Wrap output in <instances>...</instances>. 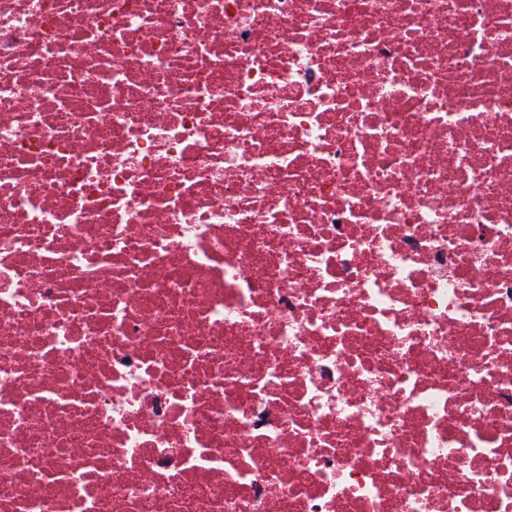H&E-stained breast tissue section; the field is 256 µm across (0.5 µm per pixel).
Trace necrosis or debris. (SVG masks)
<instances>
[{
	"instance_id": "4bbe7bcc",
	"label": "necrosis or debris",
	"mask_w": 512,
	"mask_h": 512,
	"mask_svg": "<svg viewBox=\"0 0 512 512\" xmlns=\"http://www.w3.org/2000/svg\"><path fill=\"white\" fill-rule=\"evenodd\" d=\"M0 512H512V0H0Z\"/></svg>"
}]
</instances>
